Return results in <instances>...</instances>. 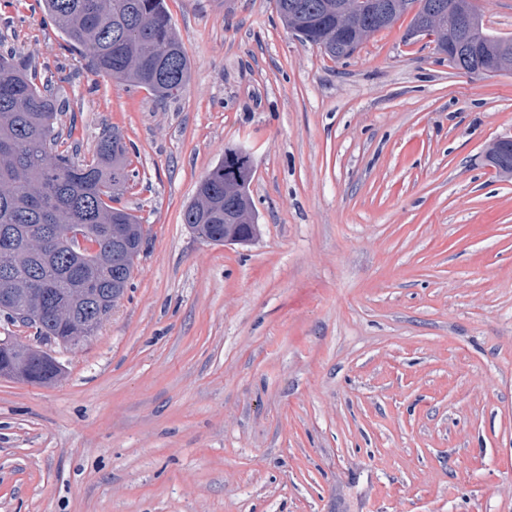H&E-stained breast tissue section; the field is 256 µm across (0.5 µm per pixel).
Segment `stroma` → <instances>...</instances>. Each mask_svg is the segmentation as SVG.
Masks as SVG:
<instances>
[{"instance_id":"35a3bbf8","label":"stroma","mask_w":512,"mask_h":512,"mask_svg":"<svg viewBox=\"0 0 512 512\" xmlns=\"http://www.w3.org/2000/svg\"><path fill=\"white\" fill-rule=\"evenodd\" d=\"M178 97L90 72L38 0H0V53L64 107L74 158L131 143L119 203L146 240L76 347L0 314L62 366L0 376V512H512V73H462L410 15L333 60L274 0H166ZM251 149L259 231L182 222Z\"/></svg>"}]
</instances>
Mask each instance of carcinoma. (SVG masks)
<instances>
[{"instance_id":"cac0c4a2","label":"carcinoma","mask_w":512,"mask_h":512,"mask_svg":"<svg viewBox=\"0 0 512 512\" xmlns=\"http://www.w3.org/2000/svg\"><path fill=\"white\" fill-rule=\"evenodd\" d=\"M284 26L333 58H348L373 33L410 13L408 32L427 25L441 53L457 37L461 15H471L479 50L463 49L450 62L457 68L487 69L494 76L512 72V38L494 35L482 16L469 13L466 0H275ZM44 14L80 49L93 72L148 90L167 100L178 96L191 77L190 59L166 8L165 0H43ZM60 102L50 83L21 57L0 56V228L13 230L0 239V306L29 311L23 325L56 340L73 324L59 305L79 298L87 279L96 281L93 303L113 307L131 285L146 236L140 217L115 207L122 188L136 177L129 148L117 131L103 132L90 161L73 160L59 149ZM224 161L201 179L182 221L199 239L239 243L257 234L256 207L250 192L252 160L231 175L234 192L225 189ZM233 208L238 224L224 223ZM83 225V235L98 245L77 256L64 232ZM112 225V238L102 228ZM36 353L0 349V365L19 369Z\"/></svg>"}]
</instances>
